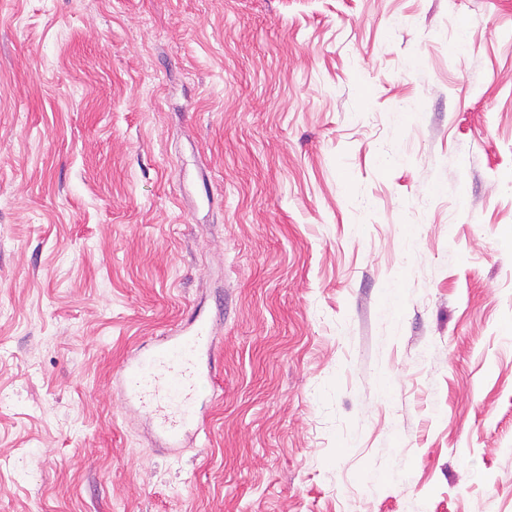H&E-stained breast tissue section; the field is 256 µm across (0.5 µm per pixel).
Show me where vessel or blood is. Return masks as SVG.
I'll return each mask as SVG.
<instances>
[{
    "label": "vessel or blood",
    "instance_id": "1",
    "mask_svg": "<svg viewBox=\"0 0 512 512\" xmlns=\"http://www.w3.org/2000/svg\"><path fill=\"white\" fill-rule=\"evenodd\" d=\"M212 326L192 310L167 336L122 360L114 372L125 404L149 414L173 447L198 434L213 396Z\"/></svg>",
    "mask_w": 512,
    "mask_h": 512
}]
</instances>
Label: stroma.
Segmentation results:
<instances>
[{"label":"stroma","instance_id":"obj_1","mask_svg":"<svg viewBox=\"0 0 512 512\" xmlns=\"http://www.w3.org/2000/svg\"><path fill=\"white\" fill-rule=\"evenodd\" d=\"M0 512H512V0H0ZM212 326L193 309L177 328L145 350L122 360L113 373L125 404L149 414L171 447L198 434L201 408L213 396Z\"/></svg>","mask_w":512,"mask_h":512}]
</instances>
